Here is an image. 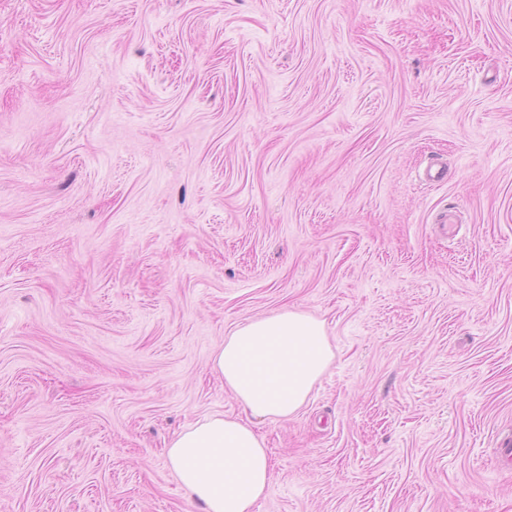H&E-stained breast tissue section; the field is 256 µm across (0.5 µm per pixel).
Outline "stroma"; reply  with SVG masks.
I'll return each instance as SVG.
<instances>
[{
	"instance_id": "35a3bbf8",
	"label": "stroma",
	"mask_w": 512,
	"mask_h": 512,
	"mask_svg": "<svg viewBox=\"0 0 512 512\" xmlns=\"http://www.w3.org/2000/svg\"><path fill=\"white\" fill-rule=\"evenodd\" d=\"M286 307L254 512H512V0H0V512H201L165 442Z\"/></svg>"
}]
</instances>
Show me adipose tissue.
Wrapping results in <instances>:
<instances>
[{
    "instance_id": "1",
    "label": "adipose tissue",
    "mask_w": 512,
    "mask_h": 512,
    "mask_svg": "<svg viewBox=\"0 0 512 512\" xmlns=\"http://www.w3.org/2000/svg\"><path fill=\"white\" fill-rule=\"evenodd\" d=\"M334 358L322 320L285 308L238 324L211 367L243 410L188 424L166 459L201 512H253L270 486L271 462L256 423L294 415Z\"/></svg>"
}]
</instances>
